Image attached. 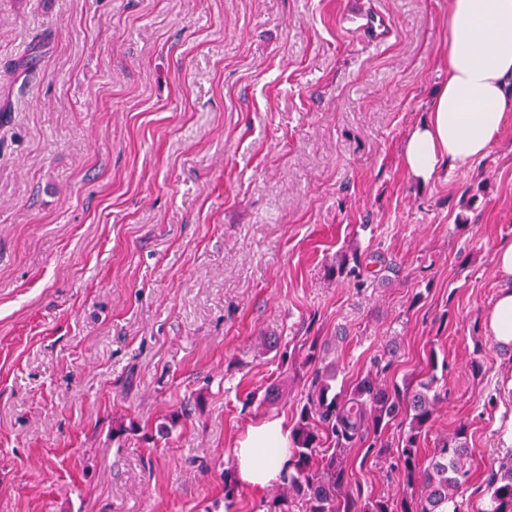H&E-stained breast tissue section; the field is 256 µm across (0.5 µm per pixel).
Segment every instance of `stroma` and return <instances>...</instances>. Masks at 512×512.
I'll use <instances>...</instances> for the list:
<instances>
[{
  "label": "stroma",
  "instance_id": "obj_1",
  "mask_svg": "<svg viewBox=\"0 0 512 512\" xmlns=\"http://www.w3.org/2000/svg\"><path fill=\"white\" fill-rule=\"evenodd\" d=\"M447 49L448 0H0V512H224L236 438L294 424L313 340L341 383L436 361L422 450L467 422L484 512L512 448L485 326L512 126L406 172ZM373 252L374 282L327 273ZM351 479L402 494L383 462Z\"/></svg>",
  "mask_w": 512,
  "mask_h": 512
}]
</instances>
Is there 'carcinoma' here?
Listing matches in <instances>:
<instances>
[{
    "instance_id": "1",
    "label": "carcinoma",
    "mask_w": 512,
    "mask_h": 512,
    "mask_svg": "<svg viewBox=\"0 0 512 512\" xmlns=\"http://www.w3.org/2000/svg\"><path fill=\"white\" fill-rule=\"evenodd\" d=\"M362 268L360 258H354L351 267L344 257L329 273L358 279ZM305 363L310 372L291 428L288 461L266 501V512H465L459 492L471 476L463 463L468 424H459L451 436L439 439L428 457L421 455V440L440 402L434 359H429L425 377L415 385L384 382L381 375L391 368L389 361L381 372L361 375L340 390L336 363L326 361L315 340L308 345ZM398 422L408 430L390 452L383 438ZM353 448L362 464L371 457L389 456L390 470L412 493L394 500L352 485L355 460L348 451ZM238 487L235 473L224 472L225 512H232ZM483 492L487 512H512V448L484 480Z\"/></svg>"
}]
</instances>
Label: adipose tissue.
I'll return each mask as SVG.
<instances>
[{"instance_id": "obj_1", "label": "adipose tissue", "mask_w": 512, "mask_h": 512, "mask_svg": "<svg viewBox=\"0 0 512 512\" xmlns=\"http://www.w3.org/2000/svg\"><path fill=\"white\" fill-rule=\"evenodd\" d=\"M448 81L430 102L403 148L405 170L429 181L440 165L470 167L512 124V0H450ZM496 270L504 286L486 318L492 336L512 342V241L499 245ZM284 418H262L234 445L239 481L261 490L278 481L288 457Z\"/></svg>"}]
</instances>
